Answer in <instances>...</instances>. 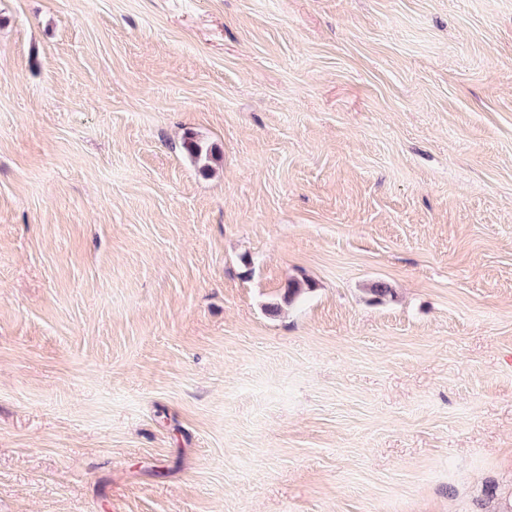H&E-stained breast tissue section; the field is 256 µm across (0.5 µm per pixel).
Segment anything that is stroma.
<instances>
[{"mask_svg":"<svg viewBox=\"0 0 512 512\" xmlns=\"http://www.w3.org/2000/svg\"><path fill=\"white\" fill-rule=\"evenodd\" d=\"M0 512H512V0H0Z\"/></svg>","mask_w":512,"mask_h":512,"instance_id":"35a3bbf8","label":"stroma"}]
</instances>
